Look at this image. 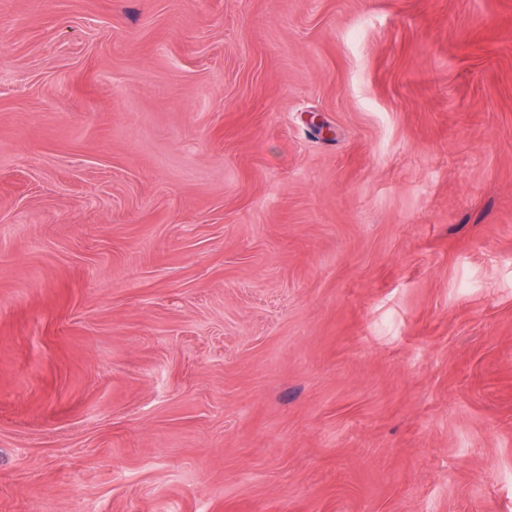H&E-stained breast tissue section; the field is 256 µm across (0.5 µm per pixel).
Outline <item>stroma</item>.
I'll list each match as a JSON object with an SVG mask.
<instances>
[{
    "label": "stroma",
    "mask_w": 512,
    "mask_h": 512,
    "mask_svg": "<svg viewBox=\"0 0 512 512\" xmlns=\"http://www.w3.org/2000/svg\"><path fill=\"white\" fill-rule=\"evenodd\" d=\"M0 512H512V0H0Z\"/></svg>",
    "instance_id": "obj_1"
}]
</instances>
